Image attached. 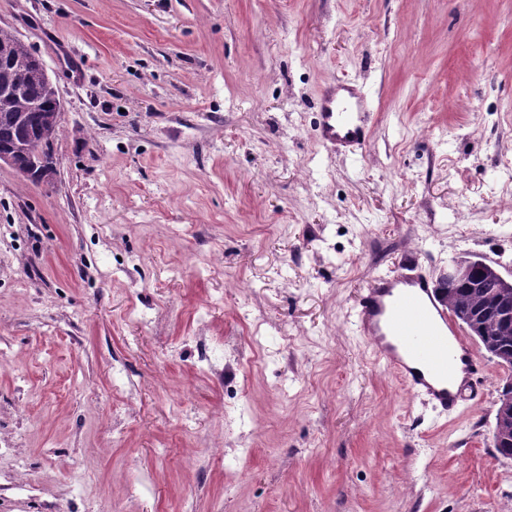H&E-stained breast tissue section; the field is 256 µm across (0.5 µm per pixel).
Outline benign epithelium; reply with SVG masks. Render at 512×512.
Wrapping results in <instances>:
<instances>
[{"label":"benign epithelium","mask_w":512,"mask_h":512,"mask_svg":"<svg viewBox=\"0 0 512 512\" xmlns=\"http://www.w3.org/2000/svg\"><path fill=\"white\" fill-rule=\"evenodd\" d=\"M21 54H29V48L20 38L15 36L8 42L0 43V61L5 62ZM31 62L32 77L41 87L42 97L29 100L28 112H17L11 116L13 125L19 129H23L27 125L29 113L41 111L45 97L51 99L55 106V112L47 117L46 124L49 125L53 121L61 122L63 113V105L58 91L48 76L44 63L36 56L31 57ZM20 155L28 156L25 170L21 172L22 176L33 174L38 182L46 185L54 181L57 175V163L51 148L46 146L32 151L29 149L27 140L20 136L13 139L10 146L0 148V167L6 165L13 169L17 168V158ZM479 273L495 279L498 283L496 303L503 314L492 322H488L478 315H465L458 307L460 301L469 302L477 295L478 289L475 288V281ZM438 282L442 286L449 283L466 286L463 293H448V296L451 297V301L448 302L451 313L468 333L478 340L490 359L502 367L512 368V360L502 359L496 342L491 340L493 336H512V278L504 277L495 267L480 258L465 257L454 261L448 267V273L442 275ZM492 441L493 447L498 453L502 448L512 445L511 383L503 388L497 401Z\"/></svg>","instance_id":"1"}]
</instances>
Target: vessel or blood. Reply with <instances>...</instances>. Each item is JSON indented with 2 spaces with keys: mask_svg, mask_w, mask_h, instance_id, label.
I'll list each match as a JSON object with an SVG mask.
<instances>
[{
  "mask_svg": "<svg viewBox=\"0 0 512 512\" xmlns=\"http://www.w3.org/2000/svg\"><path fill=\"white\" fill-rule=\"evenodd\" d=\"M370 132L368 101L351 82L326 87L319 98L317 138L329 152L356 150ZM356 328L378 361L413 393L441 411L456 409L483 368L474 359L436 281L421 274H383L362 290Z\"/></svg>",
  "mask_w": 512,
  "mask_h": 512,
  "instance_id": "1",
  "label": "vessel or blood"
}]
</instances>
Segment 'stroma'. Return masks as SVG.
<instances>
[{
  "label": "stroma",
  "mask_w": 512,
  "mask_h": 512,
  "mask_svg": "<svg viewBox=\"0 0 512 512\" xmlns=\"http://www.w3.org/2000/svg\"><path fill=\"white\" fill-rule=\"evenodd\" d=\"M64 113L0 168V512H512V370L442 414L363 288L512 275V0H0ZM370 101L356 155L318 100ZM224 346V372L202 350ZM368 101L351 82L326 87L319 98L317 138L328 152L354 151L367 139ZM495 414V423L492 431L493 447L496 452L504 457L512 459L510 454L502 455L504 446H512V384L509 383L501 391ZM507 452V449L504 448Z\"/></svg>",
  "instance_id": "stroma-1"
}]
</instances>
